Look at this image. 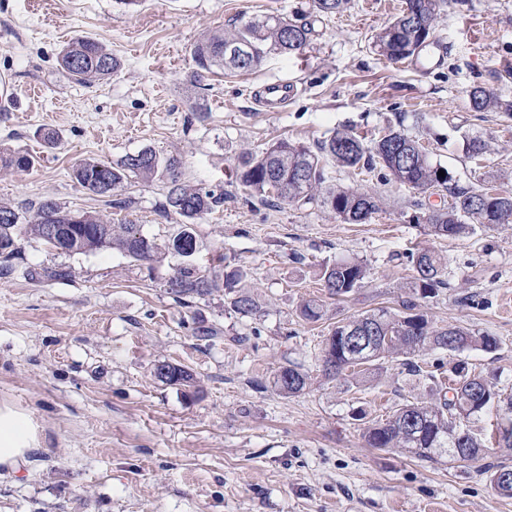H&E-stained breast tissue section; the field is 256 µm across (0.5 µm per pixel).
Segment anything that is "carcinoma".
Here are the masks:
<instances>
[{
  "instance_id": "cac0c4a2",
  "label": "carcinoma",
  "mask_w": 512,
  "mask_h": 512,
  "mask_svg": "<svg viewBox=\"0 0 512 512\" xmlns=\"http://www.w3.org/2000/svg\"><path fill=\"white\" fill-rule=\"evenodd\" d=\"M410 12L399 15L374 37V47L390 62H402L419 56L432 33V23L442 0H407ZM349 0H314L316 13L332 16L344 11ZM311 23L268 13L238 26L231 32H215L199 40L192 59L199 71L210 72L217 67L226 73L250 71L261 66L271 52L292 54L310 41ZM238 44L248 52V61L238 65L228 59L225 48ZM60 65L69 78L90 86L110 76L120 67L119 59L100 42L84 37L69 44L61 53ZM470 106L475 112L503 110L512 112V103L500 99L486 88L476 86L469 92ZM142 159L134 162L132 155L117 163L84 160L72 170V176L84 189L101 196H110L131 178L145 182L162 180L168 184L163 212H173L183 218L181 231L165 245H160L133 230L130 224H113L109 219L88 211H70L55 200L40 201L29 223H20L19 213L11 206L0 204V261L3 269L18 252V242L27 236L41 240L48 224L69 226L72 238L69 249L86 253L104 248L117 249L137 261H153L166 254L181 259L170 283V293L180 303L202 299L216 292L224 297L237 313L248 316L256 311L253 296L242 289L247 278L243 269L233 268L219 274L203 271L193 255L178 251L177 240L187 245L197 243L195 220L224 205V190L191 185L181 178V161L176 156L162 157L151 149L139 151ZM36 162L25 151L1 150L0 165L11 169H28ZM338 167L372 171L382 167L394 181L421 193L430 190H449L450 205L432 210L425 218L424 231L436 237L454 238L473 231L475 224H509L512 222V194L490 193L482 186L448 187V177L438 172L442 167L431 162L429 155L411 136L402 130L390 129L386 135L366 144L356 135L337 132L312 150L301 143L279 140L259 153L247 152L236 168L237 185L249 197H276L287 203H309L320 200L343 222L362 224L378 210L373 197L349 188L329 183L327 169ZM409 262L413 275L410 288L414 294L428 298L445 285L442 279L441 258L429 250L411 253ZM325 294L330 298L345 297L361 287L366 268L354 260L324 264L319 272ZM404 311L393 314L386 308L338 323L326 339L322 355L334 359V370L326 374H346L355 383L367 380L381 369L388 358L400 360L407 371L420 374L416 358L428 350L464 351L480 349L491 353L498 346L497 338L477 335L465 328H437L428 318L416 312L417 305L409 300ZM306 321H318L324 316L322 300L311 298L300 307ZM356 322L374 331L377 342L368 357L356 360L345 350L344 334L348 325ZM454 384L448 389L435 390V398L427 403L407 402L385 421L367 422L364 434L368 444L380 451H398L421 460L434 461L442 454L456 456L455 449L471 450L469 460L488 457L485 443L469 430L466 439L459 438L457 422L469 421L487 408L501 402L495 386L479 374L469 371L468 365L453 366ZM156 377L170 385L188 389L197 386L195 375L184 367L163 363L155 368ZM308 376L298 366L280 367L273 380L282 394L301 392ZM484 470L490 473L495 492L512 498V467L488 462Z\"/></svg>"
}]
</instances>
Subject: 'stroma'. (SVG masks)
I'll return each mask as SVG.
<instances>
[{"label":"stroma","mask_w":512,"mask_h":512,"mask_svg":"<svg viewBox=\"0 0 512 512\" xmlns=\"http://www.w3.org/2000/svg\"><path fill=\"white\" fill-rule=\"evenodd\" d=\"M402 5L350 0L320 18L312 0H0V147L36 159L25 171L0 167V203L25 221L51 198L164 244L182 223L162 211L164 181L130 180L118 192L130 202L121 210L78 186L71 169L145 148L177 156L188 183L225 191L223 206L195 223L196 261L224 254L247 271L257 302L250 316L220 292L178 303L168 290L172 256L61 253L23 239L10 272H0V406L29 416L39 446L0 476V512H512L479 463L371 448L354 419L360 408L384 419L429 400L432 382H447L461 360L512 399V223L426 235L418 216L447 204L448 192L415 193L380 169L331 170L333 183L377 198L363 224L344 223L317 200L251 203L234 182L243 152L277 140L314 148L337 131L368 142L398 127L453 183L512 193V115L472 111L468 98L479 85L512 100V0H445L426 61L392 63L372 41ZM267 13L312 17L303 51L194 79L191 51L203 35ZM81 37L121 61L91 86L59 64ZM275 81L295 94L282 110L263 111L253 90ZM48 129L59 134L56 148L41 139ZM471 135L486 143L475 160L462 149ZM411 249L431 250L445 266V286L421 311L436 326L496 337L498 349L430 350L418 359L422 375L389 362L360 386L326 378L321 349L339 320L412 299ZM340 259L365 266L362 286L324 298L322 320L302 321V301L324 297L320 264ZM46 268L70 276L49 280ZM204 325L218 326L219 337L200 336ZM164 362L193 372L198 391L161 382L155 368ZM288 362L309 376L293 395L273 385ZM506 422L496 405L470 427L494 448L493 462L512 467V448L498 445Z\"/></svg>","instance_id":"35a3bbf8"}]
</instances>
